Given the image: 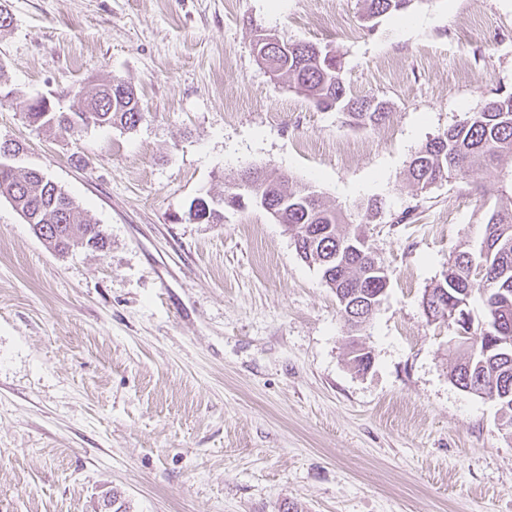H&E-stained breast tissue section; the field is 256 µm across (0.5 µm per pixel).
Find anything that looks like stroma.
<instances>
[{
	"mask_svg": "<svg viewBox=\"0 0 512 512\" xmlns=\"http://www.w3.org/2000/svg\"><path fill=\"white\" fill-rule=\"evenodd\" d=\"M6 6L0 141L108 245L58 254L0 196V512H113L109 494L127 512H512V432L451 381L455 327L422 306L479 250L495 179L406 181L429 139L512 93V0H417L372 29L362 0ZM260 29L329 46L389 119L317 110L260 63ZM114 76L135 129L63 138L18 107L72 112ZM248 167L365 224L390 281L361 326L263 209L189 220ZM214 203H218V198L214 197ZM211 198L199 197L190 204L188 218L200 224H220L224 221V206L216 207Z\"/></svg>",
	"mask_w": 512,
	"mask_h": 512,
	"instance_id": "stroma-1",
	"label": "stroma"
}]
</instances>
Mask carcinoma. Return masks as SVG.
<instances>
[{
	"label": "carcinoma",
	"mask_w": 512,
	"mask_h": 512,
	"mask_svg": "<svg viewBox=\"0 0 512 512\" xmlns=\"http://www.w3.org/2000/svg\"><path fill=\"white\" fill-rule=\"evenodd\" d=\"M364 20H378L407 10L414 0H363ZM268 72L288 86L303 93L321 110L347 113L359 126H372L385 116L383 102L352 94L344 78L340 59L328 56L325 47L311 42H278L259 55ZM76 95L83 100L78 112H63L27 99L19 107L28 122L53 129L61 135L75 136L93 127L134 129L144 118L134 88L114 77L106 83L79 87ZM22 145L0 142V194L9 198L27 223L46 230L47 244L61 254L79 247L102 249L106 240L98 225L64 190L39 170H22L8 156ZM476 170H490L497 185L498 205L486 224L478 252L458 251L448 262V271L433 290L448 295L452 318L456 304L464 297L480 294L485 308L496 306L503 323L500 328L474 326L468 318L465 330L480 341L476 349L464 354L452 368L450 377L461 389L468 387L486 393L499 406L504 425L512 430V346L487 349L489 336L512 337V94L490 101L442 134L427 141L411 160L407 181L423 192L433 185L452 179L465 180ZM252 194L280 205L277 223L285 227L295 250L306 261L316 264L325 283L334 290L343 318L353 326L348 305L343 300L351 292L368 299L376 288L390 279L388 269L344 255L345 245L363 224L345 223L342 213L312 196L311 187L292 185L289 178L273 170H261L254 180ZM188 219L200 224L224 223V208L209 197H199L190 204ZM484 274L475 278V268Z\"/></svg>",
	"instance_id": "cac0c4a2"
}]
</instances>
